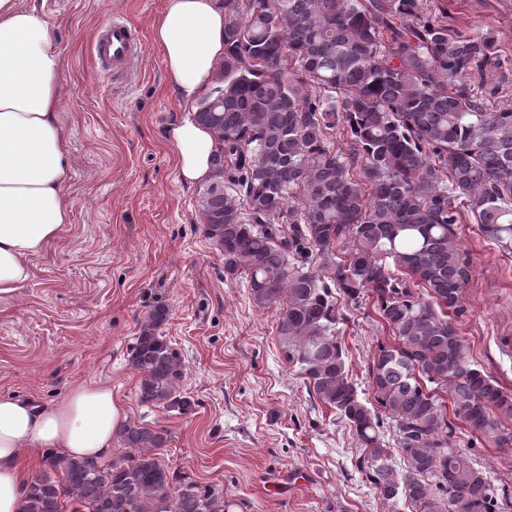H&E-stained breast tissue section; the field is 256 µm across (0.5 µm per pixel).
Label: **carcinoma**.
I'll return each instance as SVG.
<instances>
[{
	"mask_svg": "<svg viewBox=\"0 0 512 512\" xmlns=\"http://www.w3.org/2000/svg\"><path fill=\"white\" fill-rule=\"evenodd\" d=\"M423 6L224 0V59L194 113L216 137L198 208L224 273L247 277L259 309H280L285 360L348 423L384 503L502 512L496 486L454 444L456 418L479 443L512 445L501 422L512 398L460 336L472 267L455 225L463 206L512 253V107L492 109L462 81L505 77L494 30L452 33ZM338 293L372 300L393 340L369 365L372 403L337 337ZM167 316L149 315L130 364L142 404L187 415L195 401L180 391ZM386 416L403 474L381 439ZM119 437L127 452L106 465L62 458L59 472L31 478L22 512H61L63 496L98 512H224L220 490L162 465L161 433L130 422Z\"/></svg>",
	"mask_w": 512,
	"mask_h": 512,
	"instance_id": "1",
	"label": "carcinoma"
}]
</instances>
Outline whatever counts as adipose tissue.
I'll return each mask as SVG.
<instances>
[{"mask_svg": "<svg viewBox=\"0 0 512 512\" xmlns=\"http://www.w3.org/2000/svg\"><path fill=\"white\" fill-rule=\"evenodd\" d=\"M152 38L181 101L192 103L210 90L224 55L223 0H167ZM60 69L48 24L21 0H0V298L31 279L32 259L71 221ZM168 141L184 182L209 178L212 131L187 119L171 128ZM125 418L104 386H81L46 405L0 398V512H21L23 451L98 460Z\"/></svg>", "mask_w": 512, "mask_h": 512, "instance_id": "adipose-tissue-1", "label": "adipose tissue"}]
</instances>
